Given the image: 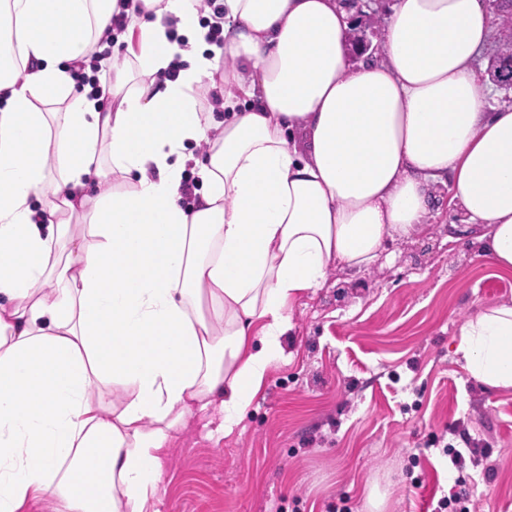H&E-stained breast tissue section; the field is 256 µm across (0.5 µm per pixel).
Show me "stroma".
Returning <instances> with one entry per match:
<instances>
[{"mask_svg":"<svg viewBox=\"0 0 512 512\" xmlns=\"http://www.w3.org/2000/svg\"><path fill=\"white\" fill-rule=\"evenodd\" d=\"M361 271L332 268L293 306L284 357L243 421L224 433L213 407L163 456L156 512H420L471 494L472 512H512V388L474 379L455 355L477 311L512 303L456 212ZM465 459L455 469L446 449Z\"/></svg>","mask_w":512,"mask_h":512,"instance_id":"obj_1","label":"stroma"}]
</instances>
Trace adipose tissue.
Instances as JSON below:
<instances>
[{
    "label": "adipose tissue",
    "instance_id": "adipose-tissue-1",
    "mask_svg": "<svg viewBox=\"0 0 512 512\" xmlns=\"http://www.w3.org/2000/svg\"><path fill=\"white\" fill-rule=\"evenodd\" d=\"M199 6L0 0V512L47 495L148 512L195 412L242 420L294 302L424 234L441 192L512 272V106L475 67L486 0H393L382 53L356 65L345 0H224L220 45ZM116 16L108 91L76 86L71 63ZM218 75L221 120L200 105ZM61 204L87 232L64 231ZM455 353L512 388V303L468 320Z\"/></svg>",
    "mask_w": 512,
    "mask_h": 512
}]
</instances>
